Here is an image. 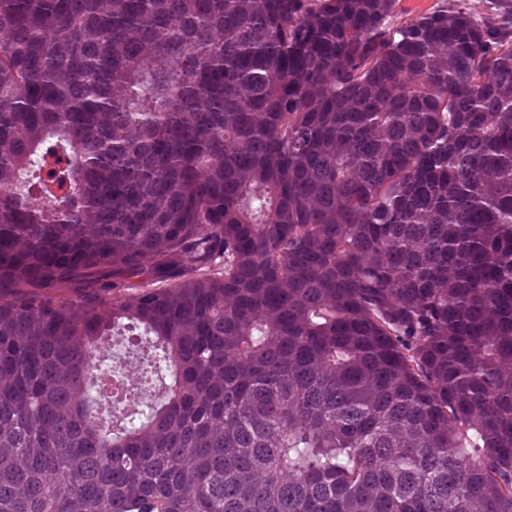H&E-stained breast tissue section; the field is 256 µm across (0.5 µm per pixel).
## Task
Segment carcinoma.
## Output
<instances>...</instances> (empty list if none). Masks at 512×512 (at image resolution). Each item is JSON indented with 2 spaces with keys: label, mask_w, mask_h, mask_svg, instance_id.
I'll list each match as a JSON object with an SVG mask.
<instances>
[{
  "label": "carcinoma",
  "mask_w": 512,
  "mask_h": 512,
  "mask_svg": "<svg viewBox=\"0 0 512 512\" xmlns=\"http://www.w3.org/2000/svg\"><path fill=\"white\" fill-rule=\"evenodd\" d=\"M395 8L0 0V512H512V7Z\"/></svg>",
  "instance_id": "1"
}]
</instances>
